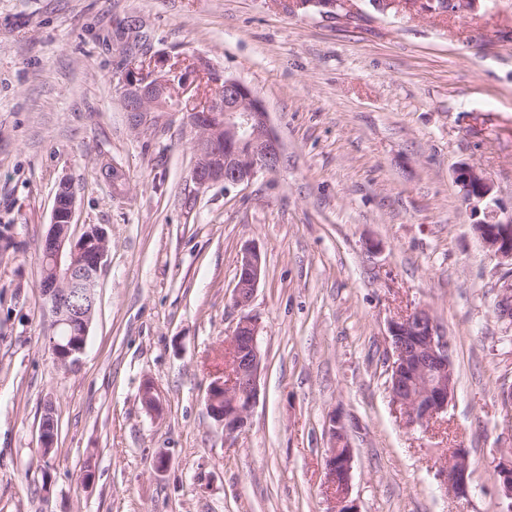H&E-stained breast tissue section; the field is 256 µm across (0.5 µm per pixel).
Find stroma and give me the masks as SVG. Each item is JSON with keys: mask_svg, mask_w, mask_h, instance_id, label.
<instances>
[{"mask_svg": "<svg viewBox=\"0 0 512 512\" xmlns=\"http://www.w3.org/2000/svg\"><path fill=\"white\" fill-rule=\"evenodd\" d=\"M423 3L0 0V224L24 244L0 260V512H333L335 419L359 512H502L512 322L497 304L512 267L475 235L485 214L453 170L479 168L499 216L512 214V0L458 13ZM162 55L251 87L281 140L279 171L197 186L180 115L135 117L120 97L122 77ZM103 161L125 172L124 194L99 177ZM65 180L76 230L109 236L71 370L48 346L35 257ZM250 246L263 274L243 310L233 292ZM418 307L448 337L455 372L428 430L406 428L388 388L389 324ZM246 312L259 393L229 436L205 398ZM453 448L469 454L466 499L444 478Z\"/></svg>", "mask_w": 512, "mask_h": 512, "instance_id": "obj_1", "label": "stroma"}]
</instances>
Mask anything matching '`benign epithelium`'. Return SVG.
<instances>
[{
    "instance_id": "1",
    "label": "benign epithelium",
    "mask_w": 512,
    "mask_h": 512,
    "mask_svg": "<svg viewBox=\"0 0 512 512\" xmlns=\"http://www.w3.org/2000/svg\"><path fill=\"white\" fill-rule=\"evenodd\" d=\"M160 61L157 67L128 73L122 81L125 110L150 114L177 112L191 136L194 156L192 177L200 187L216 183L224 187L248 184L260 173L278 170L282 144L271 125L269 112L261 99L243 82L230 78L217 81L224 97L210 108L189 111L185 100H194L195 80L182 75L179 99L168 97L173 76ZM454 180L467 202L485 204L487 219L475 223L474 232L483 246L502 264L512 266V215L505 220L494 217L493 185L476 167L461 163L455 167ZM76 212V196L71 183L62 182L54 198L51 222L42 240L46 268L39 288L45 309L55 330L70 327L79 330L80 340L62 346L56 336L49 346L57 361L76 365L86 346L89 326L94 317L101 270L108 256V237L88 227L80 236L71 232ZM239 268L244 278L234 288V303L248 307L262 273V259L254 247L243 251ZM393 349L389 388L393 402L404 409L409 427L424 428L448 410L454 385L450 342L443 336L432 314L418 308L389 325ZM256 319L244 314L225 348L224 370L211 382L206 402L211 416L229 435L244 431L254 405L261 373ZM326 470H340L345 482L341 488L326 480L335 500L336 512H359L350 498L352 453L342 455L329 450ZM502 496L508 500L504 512H512V457L497 464ZM448 491L458 498L471 492L469 455L457 448L448 455L446 469Z\"/></svg>"
}]
</instances>
